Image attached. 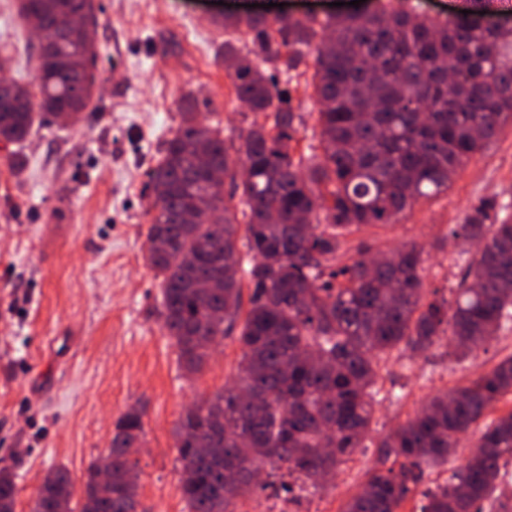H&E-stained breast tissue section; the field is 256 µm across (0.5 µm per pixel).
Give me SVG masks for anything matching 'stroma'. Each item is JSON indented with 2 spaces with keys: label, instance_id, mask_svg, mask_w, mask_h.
Masks as SVG:
<instances>
[{
  "label": "stroma",
  "instance_id": "stroma-1",
  "mask_svg": "<svg viewBox=\"0 0 512 512\" xmlns=\"http://www.w3.org/2000/svg\"><path fill=\"white\" fill-rule=\"evenodd\" d=\"M96 39L99 93L81 122L35 128L14 174L0 144V460L18 455L16 512H30L49 469L75 482L112 440L118 418L143 410L138 512H185L175 431L183 409L223 391L241 346L225 337L203 369H180L161 317V288L145 260L147 173L180 122L175 100L208 98L203 124L246 134L261 113L240 104L215 58L223 30L212 0H101ZM41 36L16 0H0V77L35 85ZM311 74L290 85L297 150L317 143ZM512 202V129L466 162L448 192L420 200L396 223L366 227L352 244L424 249L427 288L451 297L466 266L453 225L485 205L497 218ZM512 355V322L460 359L448 341L418 355L392 354L378 369L382 399L363 448L296 512H340L379 465L378 442L444 390L462 388Z\"/></svg>",
  "mask_w": 512,
  "mask_h": 512
}]
</instances>
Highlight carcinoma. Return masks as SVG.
I'll return each instance as SVG.
<instances>
[{
  "instance_id": "obj_1",
  "label": "carcinoma",
  "mask_w": 512,
  "mask_h": 512,
  "mask_svg": "<svg viewBox=\"0 0 512 512\" xmlns=\"http://www.w3.org/2000/svg\"><path fill=\"white\" fill-rule=\"evenodd\" d=\"M503 2L463 0L444 21L367 9L321 21L281 12L215 17L236 34L221 51L235 96L264 120L240 140L226 139L199 121L195 95L182 97L180 124L149 171L145 207L146 261L160 278L163 326L183 370H201L220 337L236 331L242 346L237 385L181 413L186 512H236V501L275 485L281 471L323 486L321 471L363 447L379 403L380 361L424 352L445 334L466 356L512 318L509 214L489 224L479 208L452 231L476 246L452 304L425 299L415 245L372 264L360 244L358 257L336 265L356 230L391 224L420 199L448 191L466 160L512 128V27H485L480 15L503 11ZM18 11L34 26L55 28L58 40L37 48L36 91L0 86L6 145L21 144L51 118L79 122L97 89V43L82 22L97 24V0H19ZM312 48L322 156L309 164L292 154L297 115L288 84ZM450 70L459 77L453 93ZM217 170L223 179H214ZM227 183L230 197H239L237 213ZM202 198L204 212L196 208ZM273 216L278 222H269ZM509 394L512 356L470 385L430 397L385 435L378 448L391 465L370 471L341 512H400L416 494L420 512H484L487 502L512 512V498L497 485L512 461V412L486 419ZM471 429L481 453L464 458L444 484L418 491L426 471L448 465L457 436ZM142 433L138 409L116 421L106 492L93 480V462L76 509L75 481L54 468L31 512L61 504L69 512H137ZM17 495L13 467H0V512H15Z\"/></svg>"
}]
</instances>
